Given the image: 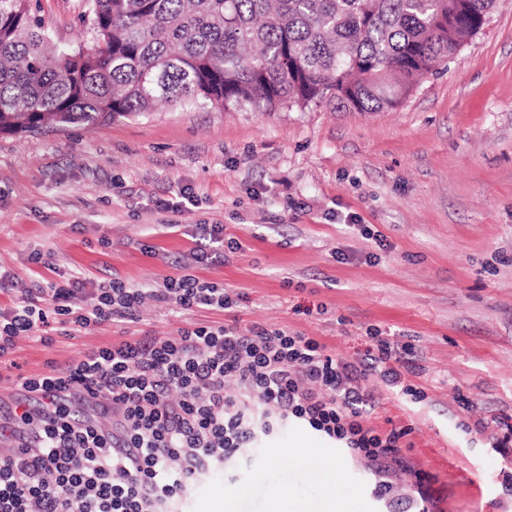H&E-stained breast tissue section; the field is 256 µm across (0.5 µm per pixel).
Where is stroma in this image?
Returning a JSON list of instances; mask_svg holds the SVG:
<instances>
[{
    "label": "stroma",
    "mask_w": 512,
    "mask_h": 512,
    "mask_svg": "<svg viewBox=\"0 0 512 512\" xmlns=\"http://www.w3.org/2000/svg\"><path fill=\"white\" fill-rule=\"evenodd\" d=\"M33 6L55 42H88L83 0ZM185 193L195 201L180 212L155 206ZM198 224L223 225L238 243L223 262L192 269L229 289L235 307L149 302L133 322L20 339L0 363V413L14 406L15 373H43L123 336L259 323L352 359L373 329L414 345L428 393L418 404L385 398L367 420L411 429L395 497L379 496L371 470L339 443L291 421L258 436L234 478L207 475L185 512H224L241 486L235 512H320L325 487L292 463L300 442L335 461L351 512H402L404 499L427 512H512V442L490 445L491 422L512 421V0L392 109L202 105L0 135V265L20 286L73 272L153 283L189 258ZM37 251L49 266L31 261ZM479 421L484 433L466 432ZM417 470L427 475L420 485Z\"/></svg>",
    "instance_id": "obj_1"
}]
</instances>
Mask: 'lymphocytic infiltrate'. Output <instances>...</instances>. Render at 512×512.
Segmentation results:
<instances>
[{
	"mask_svg": "<svg viewBox=\"0 0 512 512\" xmlns=\"http://www.w3.org/2000/svg\"><path fill=\"white\" fill-rule=\"evenodd\" d=\"M20 290L0 307V358L25 336L71 335L117 318L135 320L145 300L182 311L232 309L231 292L188 272L134 286L113 278L86 287L79 274ZM367 353L328 355L314 337L262 324L200 325L173 336H129L17 375L39 396L23 414L21 441L0 459V512H175L210 471L246 457L257 433L288 420L339 442L375 469L380 494L409 428L385 432L365 418L385 392L426 400L413 344L372 333ZM376 377L381 388L363 383ZM236 384L228 393L227 381ZM111 408L103 425L95 409Z\"/></svg>",
	"mask_w": 512,
	"mask_h": 512,
	"instance_id": "1",
	"label": "lymphocytic infiltrate"
}]
</instances>
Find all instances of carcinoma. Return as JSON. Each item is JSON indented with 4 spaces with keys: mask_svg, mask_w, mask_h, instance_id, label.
<instances>
[{
    "mask_svg": "<svg viewBox=\"0 0 512 512\" xmlns=\"http://www.w3.org/2000/svg\"><path fill=\"white\" fill-rule=\"evenodd\" d=\"M495 0H86L60 45L30 0H0V134L146 115L396 106L486 25Z\"/></svg>",
    "mask_w": 512,
    "mask_h": 512,
    "instance_id": "cac0c4a2",
    "label": "carcinoma"
}]
</instances>
